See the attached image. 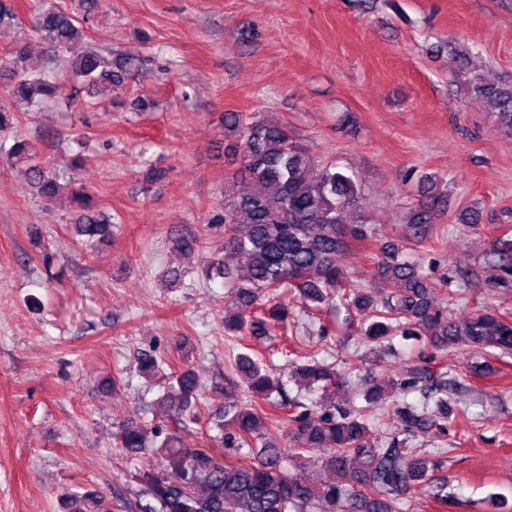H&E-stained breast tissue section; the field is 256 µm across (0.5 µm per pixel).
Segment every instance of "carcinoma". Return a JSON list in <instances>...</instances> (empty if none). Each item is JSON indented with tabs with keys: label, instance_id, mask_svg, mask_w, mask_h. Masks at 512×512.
Instances as JSON below:
<instances>
[{
	"label": "carcinoma",
	"instance_id": "carcinoma-1",
	"mask_svg": "<svg viewBox=\"0 0 512 512\" xmlns=\"http://www.w3.org/2000/svg\"><path fill=\"white\" fill-rule=\"evenodd\" d=\"M33 29L56 51L70 53L82 39L79 21L45 0L32 20ZM27 51L16 44L0 60V86L16 106L48 103L63 95L64 83L55 77L29 74L23 61ZM109 60L94 51L69 58L70 76L96 89L121 85L122 72L108 69ZM468 93L491 106L496 128L512 137V81H490L480 74L466 78ZM224 137L237 161L241 181L224 199V241L215 255L206 258L207 279L225 280L229 288L224 305V333L240 336L288 335V305L274 294L296 291L306 305L321 310L338 297L357 313H370L364 328L365 342L380 348L392 336H424L435 347L512 351V322L482 309L460 323L446 308L434 303L436 286L416 264L403 259L393 244L378 248L377 275L372 288L350 283L340 258L350 241L376 240L364 224L343 223V213L359 205L361 187L356 179L329 166H320L293 144L288 130L276 121L255 120L240 112H226ZM12 162L23 161L38 193L56 197L71 182H61L56 170L39 161L32 145L13 139L7 153ZM421 183L426 201L405 216L413 236L432 231L448 201V190L432 192L435 178ZM80 211L76 229L87 241L112 238V218L96 211L92 196L70 189ZM247 230L239 232L240 217ZM199 237L178 235L173 249L184 255L197 250ZM486 268H512V239L491 241ZM291 366L299 387L316 396L322 410L315 419L297 412L301 404L282 391L279 379L259 360L241 353L236 363L251 394L246 407L235 400L219 406L215 427L221 442L234 448L261 450L226 461L209 448H184L179 434L197 423V400L202 383L191 372L176 378L162 396L168 407L164 419L151 427L128 420L113 433L116 445L135 453L153 447L165 460V472L143 473L144 498L137 512H399L404 496L421 485L439 480L441 457L430 458L415 448L392 442L385 447L366 441L367 425L361 415L337 402L340 372L316 359ZM425 402L418 408L403 404L394 409L405 433L428 427L442 436L448 428V379L422 375ZM289 421L286 442L263 431L269 412ZM320 452L324 465L338 481L314 483L300 474H285L288 456ZM71 512H111L103 498L89 494L71 496Z\"/></svg>",
	"mask_w": 512,
	"mask_h": 512
}]
</instances>
